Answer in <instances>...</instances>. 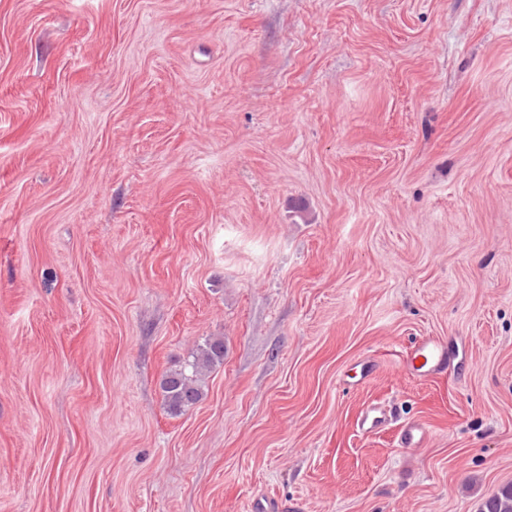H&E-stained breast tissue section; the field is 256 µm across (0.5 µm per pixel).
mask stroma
Segmentation results:
<instances>
[{"label": "stroma", "instance_id": "1", "mask_svg": "<svg viewBox=\"0 0 512 512\" xmlns=\"http://www.w3.org/2000/svg\"><path fill=\"white\" fill-rule=\"evenodd\" d=\"M425 336L462 374L399 372ZM509 484L512 0H0V512ZM224 352L223 338L209 337L177 368L162 376L159 387L172 415L182 414L202 398L204 377L224 363ZM391 419V414L384 407L370 404L362 411L358 427L363 433L377 434L389 426ZM428 438V430L419 421H411L404 424L399 434L401 448H421Z\"/></svg>", "mask_w": 512, "mask_h": 512}]
</instances>
